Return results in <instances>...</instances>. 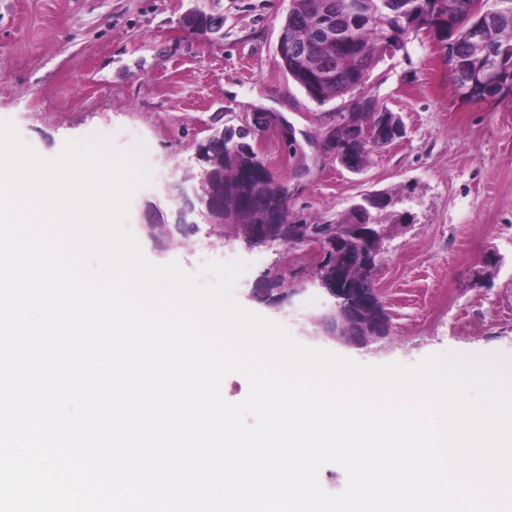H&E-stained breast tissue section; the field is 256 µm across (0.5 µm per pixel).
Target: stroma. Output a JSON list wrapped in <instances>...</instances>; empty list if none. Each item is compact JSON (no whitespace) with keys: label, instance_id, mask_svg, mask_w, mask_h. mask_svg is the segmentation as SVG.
Segmentation results:
<instances>
[{"label":"stroma","instance_id":"stroma-1","mask_svg":"<svg viewBox=\"0 0 512 512\" xmlns=\"http://www.w3.org/2000/svg\"><path fill=\"white\" fill-rule=\"evenodd\" d=\"M289 0H0V119L12 120L41 156L65 142L110 138L121 151L144 146L152 181L129 205L127 225L146 258L199 272L191 244L248 263L238 303L285 327L301 345L362 365L413 366L439 352L512 356V96L458 102L439 45L426 36L381 60L367 89L397 113L405 134L353 173L317 141L344 104L320 105L280 69L277 39ZM199 8L222 16L218 33L183 31ZM255 112L290 123L295 144L266 133L262 151L289 208L309 222L335 220L370 193L392 194L412 222L387 241L377 286L388 333L360 348L321 336L323 292L303 247L249 250L211 234L204 216L186 245L151 240L152 223L174 224L172 186L198 187L202 140ZM502 261L474 275L489 253ZM287 265L274 303L252 292L267 270Z\"/></svg>","mask_w":512,"mask_h":512}]
</instances>
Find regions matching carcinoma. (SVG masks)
<instances>
[{
    "label": "carcinoma",
    "mask_w": 512,
    "mask_h": 512,
    "mask_svg": "<svg viewBox=\"0 0 512 512\" xmlns=\"http://www.w3.org/2000/svg\"><path fill=\"white\" fill-rule=\"evenodd\" d=\"M485 2L488 3L487 16L465 11L461 0H389V7L384 9L385 15L380 21L358 26L350 32L347 43L329 48L319 39L323 25L328 22L319 15L321 0H290L288 14L292 22L285 34L302 47L303 57L296 68L288 60L279 66L308 96L311 95L308 75L332 67V83L324 98H317L315 102L324 104L363 93L371 103L365 111V116L370 118L378 107L377 98L364 93L371 71L385 57L387 48H393L395 53L405 49L408 40L405 32L419 25L435 34L459 68L477 77L501 75L512 80V0ZM249 135L244 129H224L223 139L237 142L239 149L226 148L224 154L215 155L210 164L213 176L202 184L203 194L219 189L224 196V227H216L214 232L243 243L250 241L259 230L272 238L286 240L295 229L306 227L308 223L291 218L288 188L284 184L272 176L264 181L243 177L244 172L257 164V155L246 142ZM254 199L263 201V206L251 208L249 202ZM359 222L394 226L398 219L396 212L386 204L368 206L361 212L348 209L340 214L336 222L325 225V232L348 243L337 252H329L326 260L316 266L315 276L320 277L339 265L349 279L358 278L362 253L357 242L347 239V233L348 225ZM195 228L196 225L187 224L176 231L165 224L159 228L151 225L149 235L180 245V238L187 237Z\"/></svg>",
    "instance_id": "cac0c4a2"
}]
</instances>
